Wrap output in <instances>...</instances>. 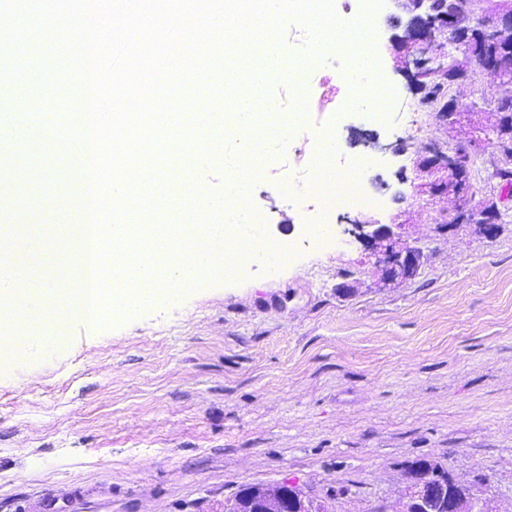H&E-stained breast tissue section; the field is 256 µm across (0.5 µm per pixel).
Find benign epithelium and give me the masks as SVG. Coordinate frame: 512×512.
I'll use <instances>...</instances> for the list:
<instances>
[{"instance_id":"benign-epithelium-1","label":"benign epithelium","mask_w":512,"mask_h":512,"mask_svg":"<svg viewBox=\"0 0 512 512\" xmlns=\"http://www.w3.org/2000/svg\"><path fill=\"white\" fill-rule=\"evenodd\" d=\"M397 13L388 17L389 23L403 26L404 36L391 35L394 69L404 73L411 85L431 82L440 76L432 66V49L441 35L462 47L470 45L474 32L486 34L512 26V11L496 13L479 24L474 13L463 12L455 0H390ZM407 20L401 21V15ZM431 157L423 167L442 172L441 178L429 186L432 193H443L456 201L452 223L476 221L475 212L467 204L470 184L467 167L458 155L447 154L437 147L429 149ZM345 233L366 243L375 263L389 279L412 276L420 263L418 250L399 245L392 224H363L351 222ZM224 512H328L325 501L305 494L298 486L281 482L274 486L249 485L242 487L236 497L226 501ZM377 512H490L487 500L468 490L447 469L431 470L421 464L417 480L409 484L402 496L392 505Z\"/></svg>"}]
</instances>
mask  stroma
Wrapping results in <instances>:
<instances>
[{
    "instance_id": "1",
    "label": "stroma",
    "mask_w": 512,
    "mask_h": 512,
    "mask_svg": "<svg viewBox=\"0 0 512 512\" xmlns=\"http://www.w3.org/2000/svg\"><path fill=\"white\" fill-rule=\"evenodd\" d=\"M392 12L383 0L371 16L381 63L371 85L391 92L388 125L352 107L331 63L306 100L289 83L270 88L274 110L307 123L268 145L249 196L268 243L290 245L291 257L189 282L177 300L114 312L104 328L72 320L55 351L0 358V512H29L50 495L49 512H224L241 486L283 481L327 499L329 512H376L422 458L512 512V190L496 174L491 130L512 85L476 68L451 90L488 128L471 191L498 204L489 238L450 223L447 196L414 191L436 178L418 167L427 148L451 152L456 136L431 112L409 133L418 95L393 69ZM10 71L0 64V174L19 155L40 174L27 205L43 248L81 219L73 148L48 126L52 110L72 118V92ZM332 147L366 160L365 193L382 206L336 209L327 240L284 193L334 175ZM394 216L422 259L390 281L346 228ZM71 487L81 503L61 498Z\"/></svg>"
}]
</instances>
